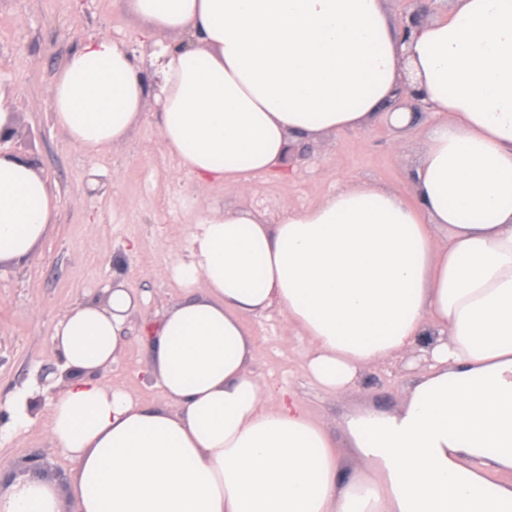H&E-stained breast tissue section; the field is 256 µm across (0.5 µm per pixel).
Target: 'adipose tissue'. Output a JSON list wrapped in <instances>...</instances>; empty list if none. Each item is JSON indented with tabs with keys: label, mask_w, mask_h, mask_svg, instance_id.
<instances>
[{
	"label": "adipose tissue",
	"mask_w": 512,
	"mask_h": 512,
	"mask_svg": "<svg viewBox=\"0 0 512 512\" xmlns=\"http://www.w3.org/2000/svg\"><path fill=\"white\" fill-rule=\"evenodd\" d=\"M149 57L82 40L49 108L85 150L125 142L147 97L165 150L199 180L280 176L288 144L363 132L403 77L436 119L414 203L358 183L276 224L203 212L171 267L184 298L151 321L148 374L166 405L105 383L137 302L123 284L56 322L53 441L72 461L0 486V512H512V0H448L410 41L387 0H127ZM58 191L0 151V266L57 217ZM446 236L437 247V236ZM277 310L309 338L305 370L343 395L367 367L421 349L429 366L395 410L340 429L362 466L295 402L270 404L245 321ZM177 411H170L169 403Z\"/></svg>",
	"instance_id": "adipose-tissue-1"
}]
</instances>
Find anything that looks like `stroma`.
Returning a JSON list of instances; mask_svg holds the SVG:
<instances>
[{
    "mask_svg": "<svg viewBox=\"0 0 512 512\" xmlns=\"http://www.w3.org/2000/svg\"><path fill=\"white\" fill-rule=\"evenodd\" d=\"M144 23L126 0H0V94L14 101L18 130L4 151L30 159L59 191L58 216L48 236L22 268L0 269V410L16 388L47 384L60 362L50 336L75 301L100 296L122 281L141 297L126 324L120 359L103 373L112 385L143 405L165 404L162 390L146 379L150 358L146 321L182 299L170 269L200 209L244 208L267 222L284 208L316 205L345 185L375 182L412 200L406 173L424 142V126L396 134L386 121L367 133L341 132L305 147L293 176L256 175L248 190L202 182L179 169L158 134V109L147 101L135 133L124 143L87 151L67 141L48 113L55 71L87 35L138 42ZM260 352L257 374L289 388L307 413L338 433L344 414L371 406L392 410L403 401L423 363L412 352L367 370L351 392L337 397L309 379L302 356L307 339L279 314L247 319ZM50 396H42L24 427L0 430V470L40 456L48 476L67 488L73 463L49 436Z\"/></svg>",
    "mask_w": 512,
    "mask_h": 512,
    "instance_id": "1",
    "label": "stroma"
}]
</instances>
